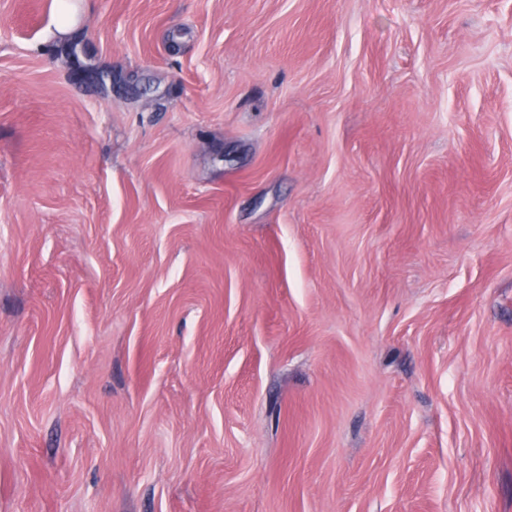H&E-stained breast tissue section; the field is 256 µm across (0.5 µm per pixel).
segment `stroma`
Instances as JSON below:
<instances>
[{
    "mask_svg": "<svg viewBox=\"0 0 512 512\" xmlns=\"http://www.w3.org/2000/svg\"><path fill=\"white\" fill-rule=\"evenodd\" d=\"M78 4L0 0V512H512V0ZM68 0H54V9L51 16V24L54 26V34L60 38L67 47L75 41V15L77 5Z\"/></svg>",
    "mask_w": 512,
    "mask_h": 512,
    "instance_id": "1",
    "label": "stroma"
}]
</instances>
